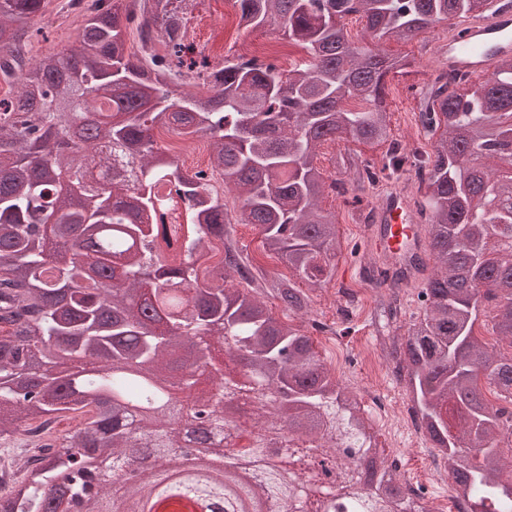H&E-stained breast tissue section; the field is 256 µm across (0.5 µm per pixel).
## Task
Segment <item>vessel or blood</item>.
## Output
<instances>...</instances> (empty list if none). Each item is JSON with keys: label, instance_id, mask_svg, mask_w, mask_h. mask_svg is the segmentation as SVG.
Returning a JSON list of instances; mask_svg holds the SVG:
<instances>
[{"label": "vessel or blood", "instance_id": "vessel-or-blood-1", "mask_svg": "<svg viewBox=\"0 0 512 512\" xmlns=\"http://www.w3.org/2000/svg\"><path fill=\"white\" fill-rule=\"evenodd\" d=\"M512 55V11L469 19L449 32L436 56L439 67L472 76H489L497 60ZM424 242L409 198L403 191L384 195L376 209L366 248L391 264L406 265L421 255Z\"/></svg>", "mask_w": 512, "mask_h": 512}]
</instances>
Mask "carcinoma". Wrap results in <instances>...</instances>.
<instances>
[{
  "mask_svg": "<svg viewBox=\"0 0 512 512\" xmlns=\"http://www.w3.org/2000/svg\"><path fill=\"white\" fill-rule=\"evenodd\" d=\"M190 0H91L71 47L33 59L13 96L0 97V447L18 441L34 423L66 416L85 426L25 451L34 456L10 479L0 512H72L87 495L90 472L75 468L65 449L74 441L92 460L120 456L146 441L163 460L171 447V418L157 416L145 436L122 423L125 403L147 401L157 386L182 380L167 359L186 352L203 359L211 337L230 356L248 358L251 377L284 396L262 400L253 430L237 429L224 459L249 461L252 478L236 470L201 468L163 488L171 495L201 479L242 512H305L321 471L295 473L266 461L269 435L288 426L294 465L304 445L332 448L339 435L360 449L373 434L356 396L345 391L313 347L311 336L275 317L265 301L308 315L306 290L332 277L339 248L336 213L320 206L336 188L316 165L326 141H390L387 82L407 62L368 46L347 29L351 17L381 39L407 43L431 25L482 17L496 0H236L239 24L270 21L298 44L307 61L283 73L256 57L224 60L198 94L174 98L192 64L183 58ZM44 0H0V52L20 53L34 38ZM136 25L140 47L128 46ZM419 121L431 151L407 154L391 145L381 174L399 180L416 168L424 188L414 201L427 225L436 270L419 297L423 317L404 336H391L388 356L406 384L414 420L431 441L468 512H512V470L501 442L512 437V408L486 400L482 385L512 405V354L489 350L475 334L479 307L494 304L493 331L512 343V175L479 159L512 163V57L497 61L489 79L439 72L417 91ZM357 99L359 108L347 101ZM205 137L212 167L239 202L236 219L210 193L205 173L188 174L156 146L154 130ZM131 166L138 187L115 171L112 154ZM363 166L348 179L352 204L362 198ZM163 183L175 187L138 223L124 208L129 193ZM260 230L263 247L305 283L253 265L234 236V224ZM417 264L388 266V323L397 321L399 294ZM247 283L240 288L234 278ZM106 360L93 381L68 380L58 367L89 353ZM153 369V382L114 375L112 364ZM363 476L360 486L324 503L323 512H361L359 501H387L392 512L417 507L415 488L400 481L398 464L367 455L338 462ZM70 471L73 495L46 502L44 490ZM166 472L146 471L126 490L131 512Z\"/></svg>",
  "mask_w": 512,
  "mask_h": 512,
  "instance_id": "obj_1",
  "label": "carcinoma"
}]
</instances>
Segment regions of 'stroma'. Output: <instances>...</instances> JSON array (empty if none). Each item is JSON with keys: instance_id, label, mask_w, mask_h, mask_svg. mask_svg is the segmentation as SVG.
Returning a JSON list of instances; mask_svg holds the SVG:
<instances>
[{"instance_id": "35a3bbf8", "label": "stroma", "mask_w": 512, "mask_h": 512, "mask_svg": "<svg viewBox=\"0 0 512 512\" xmlns=\"http://www.w3.org/2000/svg\"><path fill=\"white\" fill-rule=\"evenodd\" d=\"M238 8L235 0H197L189 23V34L198 47L217 61L237 57L241 47L251 46L255 52H265L275 58H285L297 52L298 47L277 27L242 28L236 23ZM448 38V25L435 24L409 44L384 40L386 51L406 57L408 66L403 75L389 82L386 107L391 119V137L403 146L422 150L429 143L418 130V101L416 89L422 88L436 68L434 54L441 42ZM324 207L337 214L336 233L340 249L335 259L331 280L311 294L309 317L325 324V331L313 332L312 339L321 358L334 369L339 382L358 392L373 388L384 400L408 401L405 387L393 378L386 358V345L381 333L372 323L382 289L365 280L364 268L373 266L376 257L364 251L366 229L359 224L356 210L343 199L327 196ZM361 290V306L348 321L336 317L338 290L344 285ZM380 447L397 457L403 467L424 471L433 450L426 440L416 437L407 426L394 427L385 421L376 406H366Z\"/></svg>"}]
</instances>
